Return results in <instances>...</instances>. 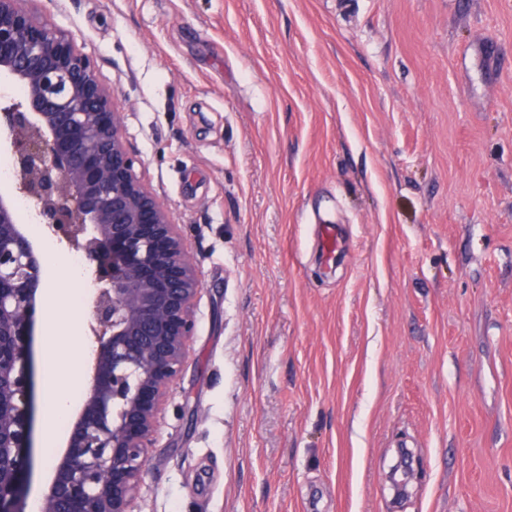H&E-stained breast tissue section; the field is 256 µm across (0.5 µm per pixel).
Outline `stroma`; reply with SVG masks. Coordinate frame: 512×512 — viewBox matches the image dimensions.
<instances>
[{"label":"stroma","instance_id":"obj_1","mask_svg":"<svg viewBox=\"0 0 512 512\" xmlns=\"http://www.w3.org/2000/svg\"><path fill=\"white\" fill-rule=\"evenodd\" d=\"M30 7L201 281L134 512H512V0Z\"/></svg>","mask_w":512,"mask_h":512}]
</instances>
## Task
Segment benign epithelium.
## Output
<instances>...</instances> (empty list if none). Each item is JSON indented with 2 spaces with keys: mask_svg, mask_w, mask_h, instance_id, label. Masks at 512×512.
<instances>
[{
  "mask_svg": "<svg viewBox=\"0 0 512 512\" xmlns=\"http://www.w3.org/2000/svg\"><path fill=\"white\" fill-rule=\"evenodd\" d=\"M24 2L0 0V75L24 93L0 107V142L34 218L83 251L101 284L89 387L39 512H133L159 406L194 335L200 283L177 225L135 173L95 61ZM42 284L16 202L1 195L0 512H26L27 359Z\"/></svg>",
  "mask_w": 512,
  "mask_h": 512,
  "instance_id": "7a95c632",
  "label": "benign epithelium"
}]
</instances>
